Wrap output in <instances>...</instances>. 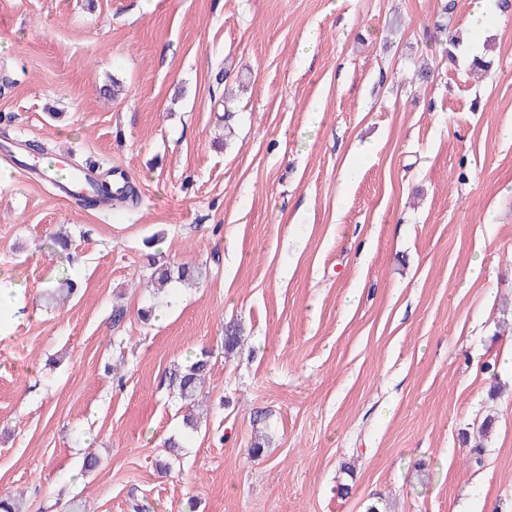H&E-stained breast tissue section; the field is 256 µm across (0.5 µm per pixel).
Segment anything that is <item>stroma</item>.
Returning a JSON list of instances; mask_svg holds the SVG:
<instances>
[{
	"label": "stroma",
	"mask_w": 512,
	"mask_h": 512,
	"mask_svg": "<svg viewBox=\"0 0 512 512\" xmlns=\"http://www.w3.org/2000/svg\"><path fill=\"white\" fill-rule=\"evenodd\" d=\"M472 6L446 15L451 60L441 0H0V125L141 197L87 209L0 148V497L512 512V6L481 32ZM154 263L202 277L155 294ZM67 274L78 292L46 301ZM203 348L190 430L163 377Z\"/></svg>",
	"instance_id": "obj_1"
}]
</instances>
